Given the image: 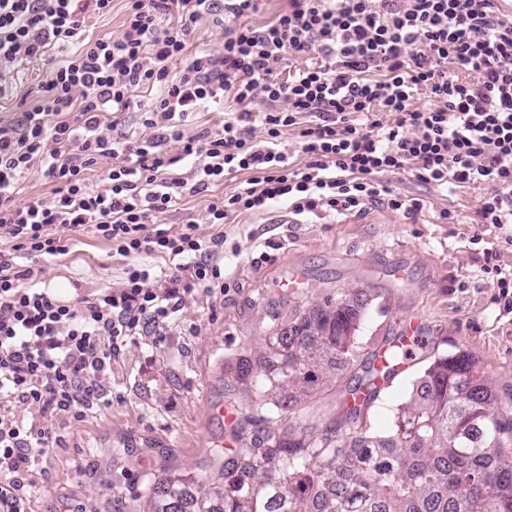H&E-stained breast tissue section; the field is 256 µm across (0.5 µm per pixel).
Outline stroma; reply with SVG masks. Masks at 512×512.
I'll return each mask as SVG.
<instances>
[{
  "label": "stroma",
  "mask_w": 512,
  "mask_h": 512,
  "mask_svg": "<svg viewBox=\"0 0 512 512\" xmlns=\"http://www.w3.org/2000/svg\"><path fill=\"white\" fill-rule=\"evenodd\" d=\"M49 60L20 68L0 117L11 118L23 95L52 76ZM246 178L245 173L182 198L162 216L170 232L195 223L209 233L205 215ZM380 182L420 210L391 207L380 196L343 213L320 209L288 223L287 204L231 217L224 225L223 290L183 294L162 331L146 326L112 359L109 406L81 419H64L22 404L17 414L60 435L27 472L30 512H143L152 480L177 471L208 474L229 444V425L247 394L233 387L225 365L254 354L276 326L319 306L336 292L369 300L357 332L367 365L410 336H419L412 365L393 375L368 411L371 430L391 432L413 380L434 355L461 346L479 360L501 396L512 393V314L504 313L490 271L512 270L504 231L484 229L478 209L485 184L456 191L409 172L381 174ZM127 257L81 234L68 255L46 261L48 283H68V299L119 287ZM358 381L356 373L329 377L299 410L293 428L318 431L322 417Z\"/></svg>",
  "instance_id": "35a3bbf8"
}]
</instances>
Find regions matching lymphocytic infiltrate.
<instances>
[{"mask_svg": "<svg viewBox=\"0 0 512 512\" xmlns=\"http://www.w3.org/2000/svg\"><path fill=\"white\" fill-rule=\"evenodd\" d=\"M111 2L0 0V95L23 61L67 49L34 104L0 120V512H30L24 475L58 442L16 405L71 417L100 407L113 353L146 324L164 326L179 292L218 287L219 228L232 215L284 200L298 215L341 213L383 195L399 209L407 203L377 176L409 171L444 188L490 185L481 224L512 225V16L495 0H288L260 26L243 22L257 0H126L119 36H85L86 15ZM219 4L222 51L172 75ZM171 11L176 25L162 27ZM142 87L154 92L142 124L157 135L135 140L124 114ZM422 88L430 104H416ZM227 100L238 110L222 128L186 132L190 114ZM291 131L305 164L283 145ZM195 156L204 162L191 178L173 173ZM93 169L104 189L90 188ZM35 170L52 197L17 204ZM240 171L251 174L244 186L207 208L215 234L156 225L177 199ZM81 231L131 263L120 287L67 302L42 284L39 263L67 255ZM151 256L168 268L155 273Z\"/></svg>", "mask_w": 512, "mask_h": 512, "instance_id": "f902f5d3", "label": "lymphocytic infiltrate"}]
</instances>
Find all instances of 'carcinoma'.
<instances>
[{
    "label": "carcinoma",
    "mask_w": 512,
    "mask_h": 512,
    "mask_svg": "<svg viewBox=\"0 0 512 512\" xmlns=\"http://www.w3.org/2000/svg\"><path fill=\"white\" fill-rule=\"evenodd\" d=\"M366 302L329 295L269 334L271 346L240 355L227 373L253 393L218 474H169L150 488L147 512H512V396L501 404L474 354L434 357L398 409L387 436L365 415L389 360L348 390L321 434L285 424L282 412L310 395L332 366L357 367Z\"/></svg>",
    "instance_id": "1"
}]
</instances>
